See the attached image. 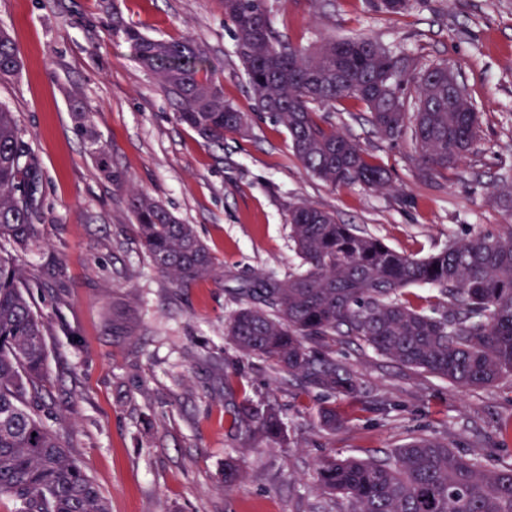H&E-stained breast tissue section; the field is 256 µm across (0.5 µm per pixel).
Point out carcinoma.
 I'll use <instances>...</instances> for the list:
<instances>
[{"label": "carcinoma", "mask_w": 512, "mask_h": 512, "mask_svg": "<svg viewBox=\"0 0 512 512\" xmlns=\"http://www.w3.org/2000/svg\"><path fill=\"white\" fill-rule=\"evenodd\" d=\"M402 15L415 0H368ZM257 109L288 130L303 168L335 188L391 184L388 169L340 133L324 110L350 97L361 102L378 135L410 141L418 175L433 180L455 170L482 139L469 95L448 101L446 64L417 70L408 53L364 37L329 39L312 50L274 36L267 0H227ZM175 101L176 119L209 143L248 129L250 115L224 98L192 37L154 39L115 22ZM18 48L0 32V80L20 70ZM98 170L114 181L104 147ZM37 171L33 150L14 112L0 104V240L19 251L37 245L41 205L25 186ZM137 235L153 265L176 285L224 276L194 227L150 196L130 197ZM291 239L301 270L284 278L260 275L236 289L240 306L225 320L227 343L242 357L271 362L280 379L328 397L358 401L357 373L324 345L352 338L387 359L463 388L512 378V228L495 237L455 241L425 258L401 253L375 235L309 203L291 214ZM426 285V304L409 287ZM47 349L42 319L27 295L24 270L0 256V499L15 512H109L97 484L73 457L43 412ZM328 430L345 423L336 406L319 408ZM230 428L249 439L279 442L286 423L271 403L245 400ZM317 483L346 512H512V467L490 468L432 435H419L380 460L325 456Z\"/></svg>", "instance_id": "obj_1"}]
</instances>
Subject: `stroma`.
<instances>
[{"label": "stroma", "instance_id": "1", "mask_svg": "<svg viewBox=\"0 0 512 512\" xmlns=\"http://www.w3.org/2000/svg\"><path fill=\"white\" fill-rule=\"evenodd\" d=\"M274 31L307 48L327 38L364 36L417 58L452 65L481 116L484 138L458 169L422 180L405 141L383 140L363 104L344 99L330 119L393 172L392 189L332 187L307 174L287 130L257 112L235 54L222 0H0V29L17 45L20 74L0 83L40 171L39 242L16 252L47 326L46 389L56 426L108 499L110 512H344L322 495L320 458L381 459L411 437L434 434L493 467L512 466L497 438L512 417V379L460 388L400 366L338 336L330 346L359 375L362 402L337 401L343 428L324 430V396L279 382L270 362L235 359L224 321L231 294L254 274L283 277L300 260L290 212L307 201L392 247L421 256L473 234L498 235L512 214L490 192L512 170V0H418L402 15L366 0H268ZM154 38L200 42L226 99L251 113L247 132L206 143L180 124L154 75L112 18ZM80 102L112 168L101 177L92 145L75 132ZM194 225L224 264V277L178 287L144 251L131 190ZM277 404L287 440H247L230 430L244 399ZM234 457L242 480L224 490Z\"/></svg>", "mask_w": 512, "mask_h": 512}]
</instances>
